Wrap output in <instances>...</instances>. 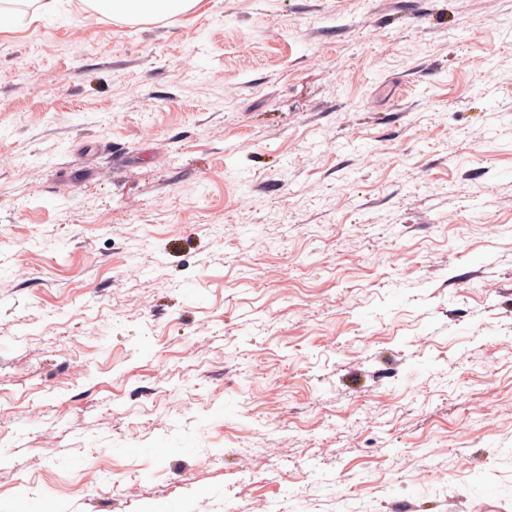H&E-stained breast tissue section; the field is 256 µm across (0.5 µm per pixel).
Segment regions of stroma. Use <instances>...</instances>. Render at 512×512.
Wrapping results in <instances>:
<instances>
[{
	"label": "stroma",
	"mask_w": 512,
	"mask_h": 512,
	"mask_svg": "<svg viewBox=\"0 0 512 512\" xmlns=\"http://www.w3.org/2000/svg\"><path fill=\"white\" fill-rule=\"evenodd\" d=\"M0 512H512V0L9 12Z\"/></svg>",
	"instance_id": "stroma-1"
}]
</instances>
